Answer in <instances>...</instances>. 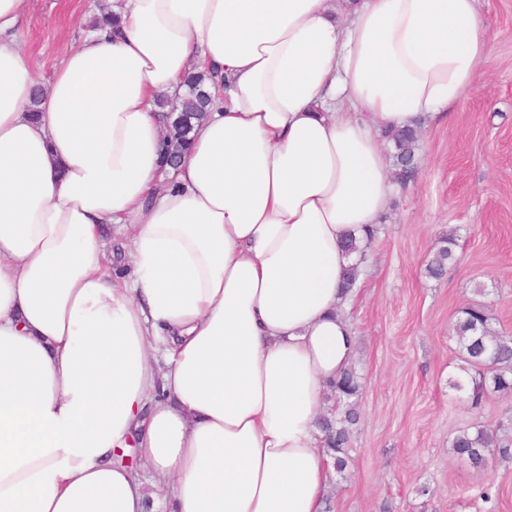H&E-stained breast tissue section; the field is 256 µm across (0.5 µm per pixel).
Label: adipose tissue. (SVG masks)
Instances as JSON below:
<instances>
[{"label":"adipose tissue","mask_w":512,"mask_h":512,"mask_svg":"<svg viewBox=\"0 0 512 512\" xmlns=\"http://www.w3.org/2000/svg\"><path fill=\"white\" fill-rule=\"evenodd\" d=\"M477 3L122 0L35 105L0 0V512H323L343 244L392 197L382 132L487 71ZM194 68L214 105L166 169Z\"/></svg>","instance_id":"adipose-tissue-1"}]
</instances>
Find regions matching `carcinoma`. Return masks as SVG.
<instances>
[{"mask_svg": "<svg viewBox=\"0 0 512 512\" xmlns=\"http://www.w3.org/2000/svg\"><path fill=\"white\" fill-rule=\"evenodd\" d=\"M209 75L199 72L187 77V87L192 92L179 102V107H170L169 100H159V107L167 112L170 123L164 137V158L182 156L190 142L193 124L203 119L212 102L207 91ZM422 130L419 127L388 131L384 137L393 144L392 166L401 185L414 179L417 172V153ZM457 242L449 234L439 239L432 256L425 265V274L432 279L443 278L448 269L457 265ZM345 248L359 255V262L347 271L345 288H357L360 261L364 250L350 239ZM454 339L463 365V380L453 382V387L470 388L471 407L476 409L491 393H512V336H504L491 328L485 309L472 305L462 311L454 325ZM362 390L361 376L355 367H349L342 376L329 385V392L336 404V415L321 416L320 426L323 442L330 451L336 472L342 474L349 465V449L352 428L359 420L358 399ZM453 453L476 469H482L488 457L499 455L503 459L512 456V435L502 428L476 425L458 431L450 442Z\"/></svg>", "mask_w": 512, "mask_h": 512, "instance_id": "carcinoma-1", "label": "carcinoma"}]
</instances>
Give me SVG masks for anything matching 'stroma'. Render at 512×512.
<instances>
[{
    "instance_id": "35a3bbf8",
    "label": "stroma",
    "mask_w": 512,
    "mask_h": 512,
    "mask_svg": "<svg viewBox=\"0 0 512 512\" xmlns=\"http://www.w3.org/2000/svg\"><path fill=\"white\" fill-rule=\"evenodd\" d=\"M100 0H30L22 47L43 78L85 36ZM491 33L486 76L450 123L423 127L418 171L396 186L348 312L364 382L345 475H331L326 512H512V460L474 470L449 441L474 422L512 430V395L472 408L453 388L461 361L452 326L484 304L512 336V0H478ZM454 235L459 270L435 280L423 267Z\"/></svg>"
}]
</instances>
